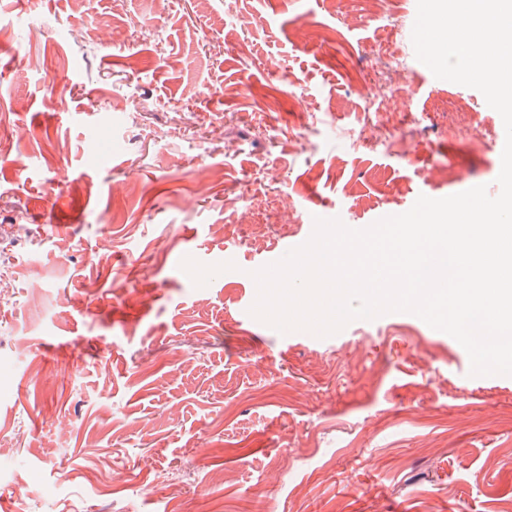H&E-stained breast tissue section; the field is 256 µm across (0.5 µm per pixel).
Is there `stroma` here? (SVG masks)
Returning <instances> with one entry per match:
<instances>
[{"label":"stroma","mask_w":512,"mask_h":512,"mask_svg":"<svg viewBox=\"0 0 512 512\" xmlns=\"http://www.w3.org/2000/svg\"><path fill=\"white\" fill-rule=\"evenodd\" d=\"M416 13L0 0V512H167L160 473L182 512H512V376L410 313L324 338L250 314L315 218L499 194L503 120L422 67Z\"/></svg>","instance_id":"obj_1"}]
</instances>
